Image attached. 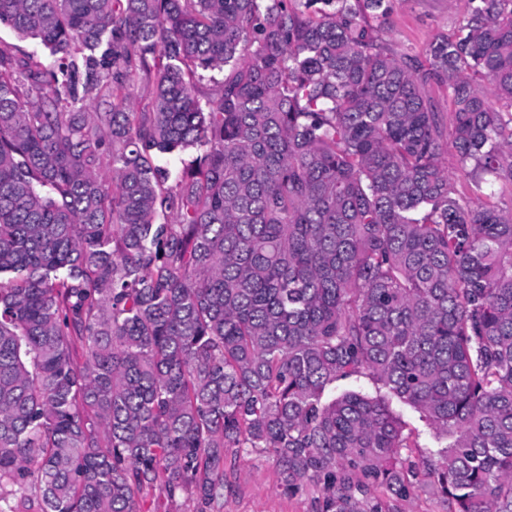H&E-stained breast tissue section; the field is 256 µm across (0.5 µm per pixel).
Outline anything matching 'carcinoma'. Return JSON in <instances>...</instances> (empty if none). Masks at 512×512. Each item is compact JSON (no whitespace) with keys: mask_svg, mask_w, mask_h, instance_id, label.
<instances>
[{"mask_svg":"<svg viewBox=\"0 0 512 512\" xmlns=\"http://www.w3.org/2000/svg\"><path fill=\"white\" fill-rule=\"evenodd\" d=\"M468 4L420 56L391 0H0L50 58L0 42V512H208L244 451L315 512H512V207L443 165L512 183V0ZM444 163L455 188L464 192L473 206L481 204L486 198L485 195L473 193L465 180L459 177L457 158L451 148H448L447 154L444 155ZM396 410L407 424L405 433H407L409 429H416V433L419 434L416 438L419 448H412V460L421 459V454L424 456L428 455L430 450L435 451L441 446L435 438L433 430L420 419V414L416 410L409 406L399 405L396 406ZM402 512H448V503L427 488L419 490L401 506Z\"/></svg>","mask_w":512,"mask_h":512,"instance_id":"1","label":"carcinoma"}]
</instances>
